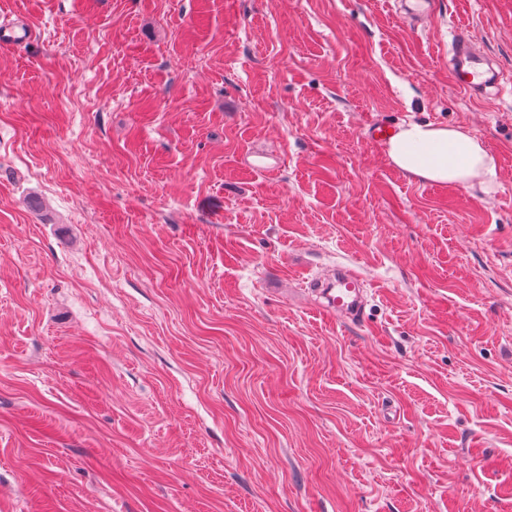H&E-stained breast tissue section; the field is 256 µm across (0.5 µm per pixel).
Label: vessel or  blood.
Here are the masks:
<instances>
[{
  "mask_svg": "<svg viewBox=\"0 0 512 512\" xmlns=\"http://www.w3.org/2000/svg\"><path fill=\"white\" fill-rule=\"evenodd\" d=\"M448 68L457 88L471 96H485L488 89L499 83V74L486 54L478 47L469 32H452ZM324 310L342 323L360 320L366 300L359 274L349 265H341L320 285Z\"/></svg>",
  "mask_w": 512,
  "mask_h": 512,
  "instance_id": "vessel-or-blood-1",
  "label": "vessel or blood"
}]
</instances>
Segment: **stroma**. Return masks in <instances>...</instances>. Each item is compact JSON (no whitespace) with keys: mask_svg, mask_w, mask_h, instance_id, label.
Wrapping results in <instances>:
<instances>
[{"mask_svg":"<svg viewBox=\"0 0 512 512\" xmlns=\"http://www.w3.org/2000/svg\"><path fill=\"white\" fill-rule=\"evenodd\" d=\"M0 0V512H512V0ZM504 75L473 98L455 27ZM461 126L495 186L392 167ZM353 266L362 322L312 277ZM376 141L390 135L378 126ZM389 162L406 176L437 185L465 188L481 186L489 191L496 175V160L484 143L455 125L408 121L387 140Z\"/></svg>","mask_w":512,"mask_h":512,"instance_id":"1","label":"stroma"}]
</instances>
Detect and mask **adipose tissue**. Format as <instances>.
Masks as SVG:
<instances>
[{"label":"adipose tissue","mask_w":512,"mask_h":512,"mask_svg":"<svg viewBox=\"0 0 512 512\" xmlns=\"http://www.w3.org/2000/svg\"><path fill=\"white\" fill-rule=\"evenodd\" d=\"M390 163L406 176L437 185L490 189L496 160L483 142L455 125L410 121L387 140Z\"/></svg>","instance_id":"ef3b65f1"}]
</instances>
